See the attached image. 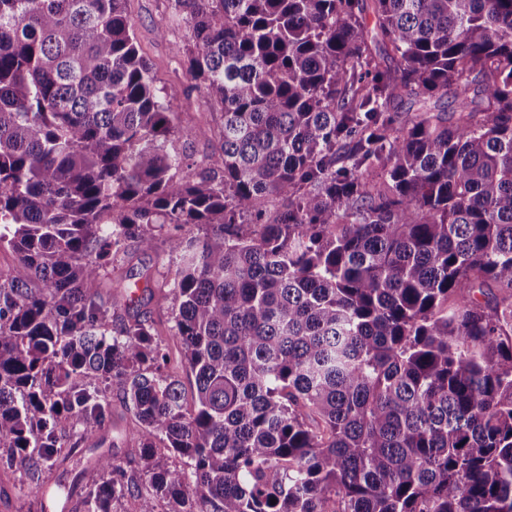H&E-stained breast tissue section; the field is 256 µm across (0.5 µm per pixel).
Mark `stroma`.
<instances>
[{
	"label": "stroma",
	"instance_id": "obj_1",
	"mask_svg": "<svg viewBox=\"0 0 512 512\" xmlns=\"http://www.w3.org/2000/svg\"><path fill=\"white\" fill-rule=\"evenodd\" d=\"M126 10L134 23V31L141 55L151 67L157 87H179L180 93L171 99L179 128L190 130L191 135L176 141V148L184 152L192 171H200L220 154L219 128L222 122L220 108L207 104L194 90L186 73L183 52L189 44L190 31L180 20L173 19L169 0H127ZM179 259L171 253L166 233H159L152 250L144 252L130 248L127 257L114 261L105 274L109 283L115 278L135 282L143 269L154 276L153 294L144 298L138 309L139 316L152 321L168 353L167 373L186 379L187 371L182 345L172 334L173 302L169 295ZM136 425L132 413L120 398L112 400V419L106 423L103 435L105 446L125 470L139 469V458L129 442V432ZM85 451L83 448L62 449L57 462L44 464L43 477L53 476L62 491L75 501V512H85L82 502L87 482L77 476ZM41 479H33L19 463L0 459V512H54L41 492Z\"/></svg>",
	"mask_w": 512,
	"mask_h": 512
}]
</instances>
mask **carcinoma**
I'll use <instances>...</instances> for the list:
<instances>
[{
	"label": "carcinoma",
	"mask_w": 512,
	"mask_h": 512,
	"mask_svg": "<svg viewBox=\"0 0 512 512\" xmlns=\"http://www.w3.org/2000/svg\"><path fill=\"white\" fill-rule=\"evenodd\" d=\"M172 15L223 109L192 174L124 0H0V448L38 470L113 394L141 469L89 460L87 512H512V0ZM166 225L190 404L99 293Z\"/></svg>",
	"instance_id": "carcinoma-1"
}]
</instances>
